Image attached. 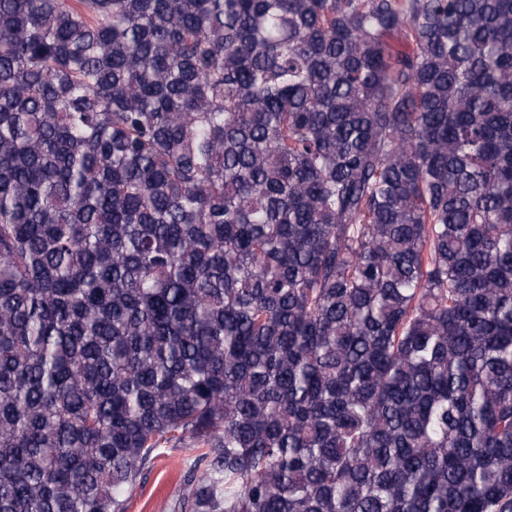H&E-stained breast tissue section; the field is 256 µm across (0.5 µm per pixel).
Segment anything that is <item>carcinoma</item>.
Instances as JSON below:
<instances>
[{
    "mask_svg": "<svg viewBox=\"0 0 512 512\" xmlns=\"http://www.w3.org/2000/svg\"><path fill=\"white\" fill-rule=\"evenodd\" d=\"M166 447L192 512H512V0H0V512Z\"/></svg>",
    "mask_w": 512,
    "mask_h": 512,
    "instance_id": "cac0c4a2",
    "label": "carcinoma"
}]
</instances>
